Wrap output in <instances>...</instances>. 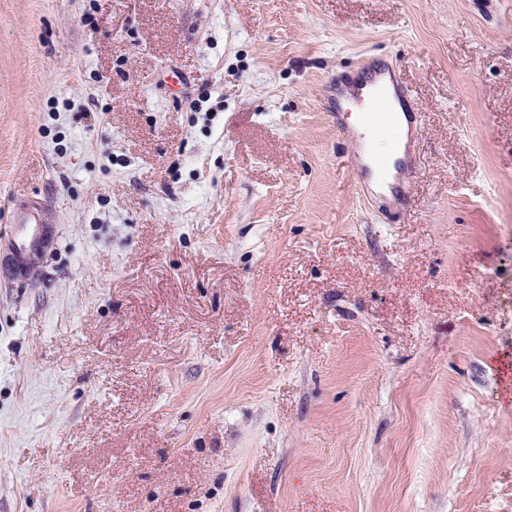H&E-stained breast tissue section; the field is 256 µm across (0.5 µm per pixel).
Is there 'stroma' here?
<instances>
[{"mask_svg":"<svg viewBox=\"0 0 512 512\" xmlns=\"http://www.w3.org/2000/svg\"><path fill=\"white\" fill-rule=\"evenodd\" d=\"M400 63L414 196L326 87ZM0 512H512V0H0ZM8 222L19 231L30 224H47L43 218L42 205L39 202H25L12 207L8 213ZM38 234L35 231L22 232L18 235L14 245L16 256V268L19 273H24L27 267L29 256L37 251L39 242Z\"/></svg>","mask_w":512,"mask_h":512,"instance_id":"35a3bbf8","label":"stroma"}]
</instances>
